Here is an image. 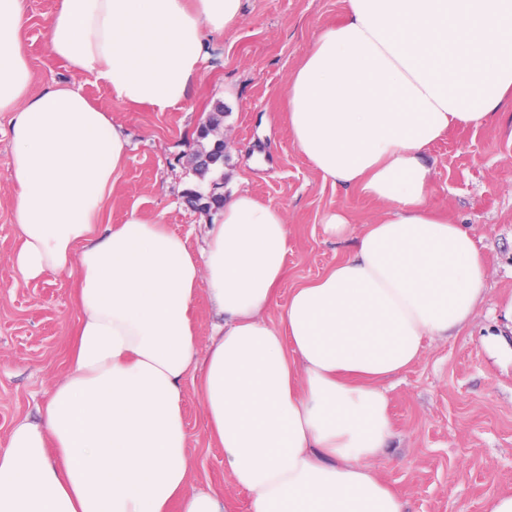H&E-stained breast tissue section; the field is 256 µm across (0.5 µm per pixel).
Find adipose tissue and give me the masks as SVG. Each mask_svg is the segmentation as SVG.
<instances>
[{"label":"adipose tissue","mask_w":512,"mask_h":512,"mask_svg":"<svg viewBox=\"0 0 512 512\" xmlns=\"http://www.w3.org/2000/svg\"><path fill=\"white\" fill-rule=\"evenodd\" d=\"M26 0H0V113H10L11 263L78 277L67 371L0 452V512H225L196 485L187 378L249 512H406L375 466L392 435L385 385L430 336L468 326L484 266L470 228L429 206L425 156L452 127L512 103V0H345L288 81V133L334 184L383 203L348 256L277 295L283 211L238 192L202 250L138 212L100 229L128 159L110 113L76 84L32 89ZM242 0H57L48 53L113 99L182 102ZM223 315L200 348L199 292ZM279 308L277 321L268 312Z\"/></svg>","instance_id":"adipose-tissue-1"}]
</instances>
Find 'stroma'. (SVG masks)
<instances>
[{
  "label": "stroma",
  "instance_id": "1",
  "mask_svg": "<svg viewBox=\"0 0 512 512\" xmlns=\"http://www.w3.org/2000/svg\"><path fill=\"white\" fill-rule=\"evenodd\" d=\"M57 0H27L21 42L35 90L80 84L128 136L131 149L101 223L131 212L157 219L205 244L219 215L190 208L185 194L209 192L186 155L194 132L223 105L229 145L220 167L221 191L246 189L279 206L288 224L286 276L291 289L322 276L351 244L329 238L326 212L349 214L353 233L384 215L382 204L323 179L293 143L283 118L288 80L318 32L344 16V0H244L228 31L206 34L208 56L186 99L163 112L124 104L93 76L74 75L46 48L44 18ZM9 116L0 115V448L16 420L36 417L64 373L79 317L72 276L23 280L9 258L20 247L12 221ZM431 208L470 226L485 268L473 321L458 333L427 342L401 377L387 383L392 435L377 462L399 489L407 512H482L485 495L512 489V106L494 122L455 128L431 149ZM184 415L198 486L225 493L230 512H247L245 492L231 486L224 451L207 434L193 380H185Z\"/></svg>",
  "mask_w": 512,
  "mask_h": 512
}]
</instances>
